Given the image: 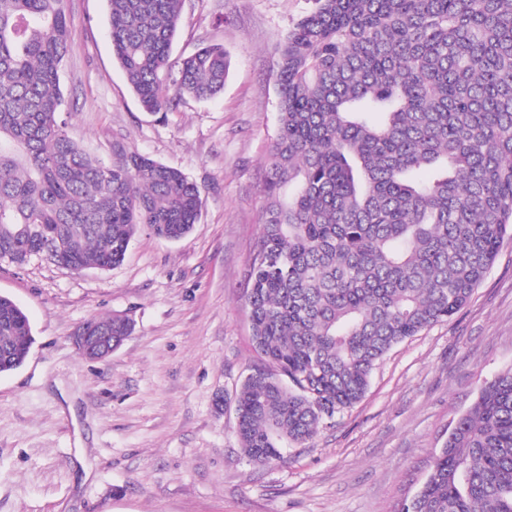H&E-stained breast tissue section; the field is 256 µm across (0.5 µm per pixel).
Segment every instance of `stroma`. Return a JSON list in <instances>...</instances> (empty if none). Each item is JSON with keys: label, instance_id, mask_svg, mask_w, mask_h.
<instances>
[{"label": "stroma", "instance_id": "35a3bbf8", "mask_svg": "<svg viewBox=\"0 0 512 512\" xmlns=\"http://www.w3.org/2000/svg\"><path fill=\"white\" fill-rule=\"evenodd\" d=\"M312 0H184L171 65L219 43L223 93L144 111L112 55L106 0H69L60 74L68 134L110 160L121 141L180 169L201 193L193 231L138 232L108 271L0 261V294L34 343L0 374V512H398L486 379L512 365V239L466 306L396 345L364 397L281 461L249 464L232 399L258 363L246 293L278 120L276 46ZM121 314L134 332L83 358V322ZM223 409H216L217 397Z\"/></svg>", "mask_w": 512, "mask_h": 512}]
</instances>
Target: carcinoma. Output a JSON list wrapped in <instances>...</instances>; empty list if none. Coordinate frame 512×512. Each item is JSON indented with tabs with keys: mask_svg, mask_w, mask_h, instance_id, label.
<instances>
[{
	"mask_svg": "<svg viewBox=\"0 0 512 512\" xmlns=\"http://www.w3.org/2000/svg\"><path fill=\"white\" fill-rule=\"evenodd\" d=\"M112 55L147 112L224 89L209 44L168 70L183 0H107ZM67 0H0V260L120 264L140 227L197 224L198 187L61 118ZM278 123L246 303L262 360L234 395L249 463L283 459L365 394L396 344L458 313L512 235V0H313L276 47ZM90 335L133 331L121 315ZM34 342L0 295V373ZM399 512H512V366L484 381Z\"/></svg>",
	"mask_w": 512,
	"mask_h": 512,
	"instance_id": "1",
	"label": "carcinoma"
}]
</instances>
